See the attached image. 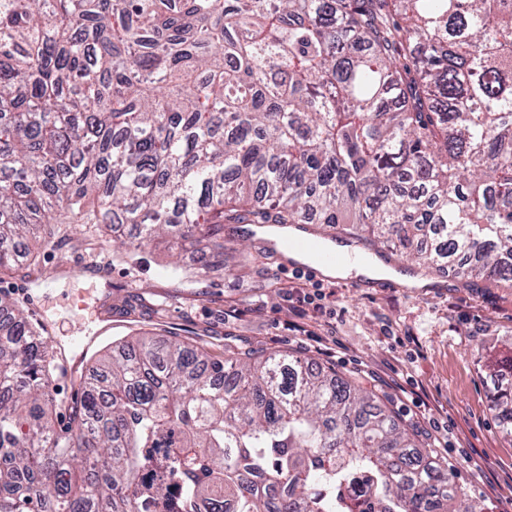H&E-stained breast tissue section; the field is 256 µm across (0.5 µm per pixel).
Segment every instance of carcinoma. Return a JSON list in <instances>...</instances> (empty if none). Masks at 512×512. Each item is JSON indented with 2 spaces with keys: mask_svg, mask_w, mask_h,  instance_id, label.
Here are the masks:
<instances>
[{
  "mask_svg": "<svg viewBox=\"0 0 512 512\" xmlns=\"http://www.w3.org/2000/svg\"><path fill=\"white\" fill-rule=\"evenodd\" d=\"M48 224L221 260L226 224H329L512 281V0H0V276ZM50 350L0 295V512H482L306 359L144 333L62 429Z\"/></svg>",
  "mask_w": 512,
  "mask_h": 512,
  "instance_id": "1",
  "label": "carcinoma"
}]
</instances>
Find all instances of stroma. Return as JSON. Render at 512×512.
Returning a JSON list of instances; mask_svg holds the SVG:
<instances>
[{"label":"stroma","mask_w":512,"mask_h":512,"mask_svg":"<svg viewBox=\"0 0 512 512\" xmlns=\"http://www.w3.org/2000/svg\"><path fill=\"white\" fill-rule=\"evenodd\" d=\"M250 224L224 230V264L189 274L197 255L163 241L125 253L96 224H62L38 266L0 281L18 297L45 287L58 339L91 320L94 348L141 332L225 348L300 356L374 390L448 468L482 512H512V440L491 409V365L512 357V282L464 288H356V273L321 281V308L288 300L292 278Z\"/></svg>","instance_id":"35a3bbf8"}]
</instances>
